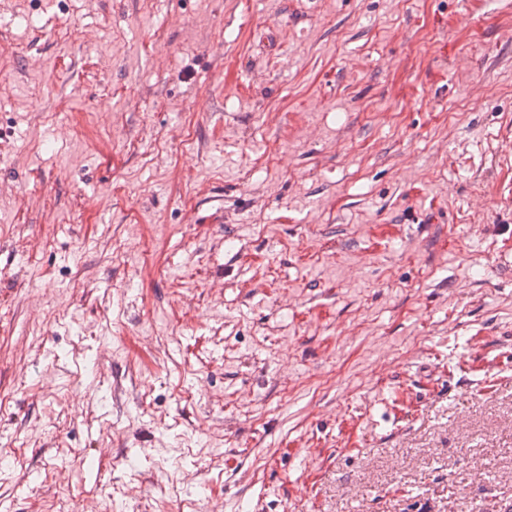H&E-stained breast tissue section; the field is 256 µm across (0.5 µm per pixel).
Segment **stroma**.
Masks as SVG:
<instances>
[{
	"instance_id": "stroma-1",
	"label": "stroma",
	"mask_w": 512,
	"mask_h": 512,
	"mask_svg": "<svg viewBox=\"0 0 512 512\" xmlns=\"http://www.w3.org/2000/svg\"><path fill=\"white\" fill-rule=\"evenodd\" d=\"M0 512H512V0H0Z\"/></svg>"
}]
</instances>
